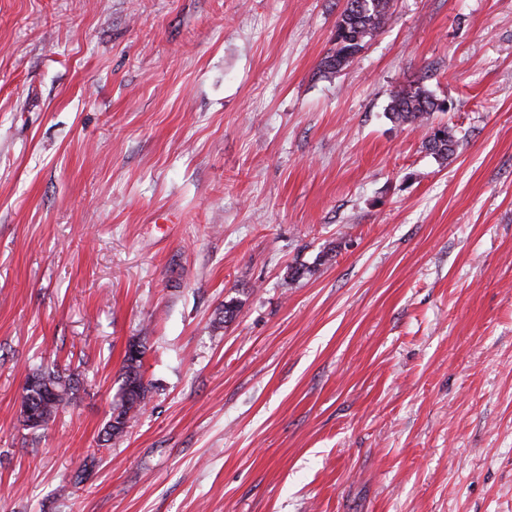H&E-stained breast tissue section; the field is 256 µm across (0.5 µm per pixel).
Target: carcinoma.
<instances>
[{"instance_id": "obj_1", "label": "carcinoma", "mask_w": 512, "mask_h": 512, "mask_svg": "<svg viewBox=\"0 0 512 512\" xmlns=\"http://www.w3.org/2000/svg\"><path fill=\"white\" fill-rule=\"evenodd\" d=\"M348 7L339 15L333 35V48L321 61L325 73H335L348 66L367 42L382 30L391 18L390 0H346ZM419 84L396 87L388 104L386 117L398 125L419 127L425 131L424 146L441 160L452 157L459 139L453 127L434 123V114L447 111ZM145 346L134 338L128 342L121 369L119 397L112 405L110 421L104 426L106 441L126 433L130 423L142 410L150 392L141 371ZM26 400L39 411L42 425L55 417L59 409L71 403L75 395L72 378L49 368H38L28 375Z\"/></svg>"}]
</instances>
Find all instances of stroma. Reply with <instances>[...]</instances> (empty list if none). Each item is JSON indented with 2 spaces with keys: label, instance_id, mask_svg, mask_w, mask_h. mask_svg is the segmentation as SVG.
I'll use <instances>...</instances> for the list:
<instances>
[{
  "label": "stroma",
  "instance_id": "stroma-1",
  "mask_svg": "<svg viewBox=\"0 0 512 512\" xmlns=\"http://www.w3.org/2000/svg\"><path fill=\"white\" fill-rule=\"evenodd\" d=\"M344 6L0 0V512H512V0ZM333 35V48L321 61L324 73H335L348 66L367 42L391 18L390 0H346ZM447 109L444 101L420 84L399 85L390 95L386 117L398 125L422 128L425 149L438 159L448 160L458 148L456 131L447 124L434 123V114ZM145 349L140 338H134L128 342L120 374L119 397L113 403L110 417L104 426L107 442L126 433L131 421L139 415L148 397L150 385L144 381L141 371ZM27 387L26 400L28 402L21 405L26 417L31 423L40 421V426H29L22 410H20L23 425L30 430H38L47 425V423L55 417L59 409L71 403L75 395V384L72 378L61 375L58 371L49 368H37L26 379ZM50 389L57 392L54 398L46 397ZM37 409L38 413L32 409Z\"/></svg>",
  "mask_w": 512,
  "mask_h": 512
}]
</instances>
